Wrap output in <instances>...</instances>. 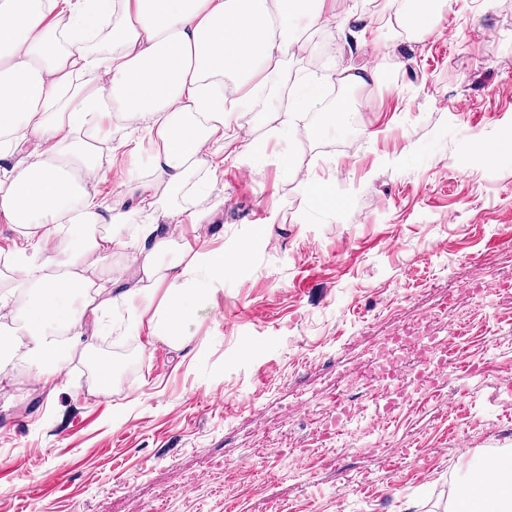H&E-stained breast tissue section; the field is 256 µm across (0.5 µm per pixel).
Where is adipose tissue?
<instances>
[{
    "label": "adipose tissue",
    "instance_id": "obj_1",
    "mask_svg": "<svg viewBox=\"0 0 512 512\" xmlns=\"http://www.w3.org/2000/svg\"><path fill=\"white\" fill-rule=\"evenodd\" d=\"M335 21V0H0V220L21 229L0 266L17 272L15 287L34 291L26 340L1 325L0 351L24 347L56 374L117 301L128 309L127 334L146 329L181 346L187 286L201 268L221 276L231 262L188 245L177 265L160 267L157 256L185 223L203 217L175 207L156 219L155 206L194 173L213 180L223 172L242 150L229 116L253 111L258 91L283 68L291 33ZM112 110L155 140L150 178L124 186L138 201L134 211L113 212L69 166L75 157L86 173L99 171L92 142ZM32 141L38 151L24 155ZM61 224L79 231L67 250ZM103 224L136 227L139 263L126 282L104 271L122 240L99 234ZM163 286L159 315L153 293ZM501 470L494 459L477 465L458 484V501L512 512V480Z\"/></svg>",
    "mask_w": 512,
    "mask_h": 512
}]
</instances>
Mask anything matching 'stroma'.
<instances>
[{
    "instance_id": "obj_1",
    "label": "stroma",
    "mask_w": 512,
    "mask_h": 512,
    "mask_svg": "<svg viewBox=\"0 0 512 512\" xmlns=\"http://www.w3.org/2000/svg\"><path fill=\"white\" fill-rule=\"evenodd\" d=\"M292 40L235 122L253 151L186 201L211 215L187 239L234 266L193 293L184 350L124 334L117 305L55 381L0 353V512H450L470 468L512 456V152L478 148L512 142V0H452L424 34ZM324 74L320 101L279 112L286 85ZM126 132L106 120L88 182L118 211L150 172L146 151L117 150ZM409 322L453 363L387 410L356 377Z\"/></svg>"
}]
</instances>
